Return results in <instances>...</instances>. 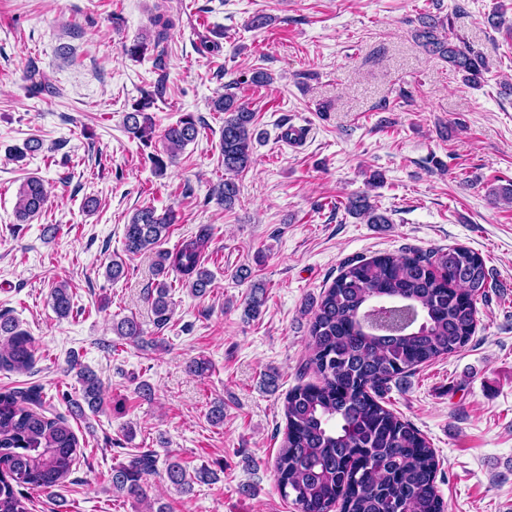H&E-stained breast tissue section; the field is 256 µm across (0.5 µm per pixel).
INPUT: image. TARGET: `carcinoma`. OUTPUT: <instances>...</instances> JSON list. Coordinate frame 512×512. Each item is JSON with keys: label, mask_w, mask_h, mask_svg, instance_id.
<instances>
[{"label": "carcinoma", "mask_w": 512, "mask_h": 512, "mask_svg": "<svg viewBox=\"0 0 512 512\" xmlns=\"http://www.w3.org/2000/svg\"><path fill=\"white\" fill-rule=\"evenodd\" d=\"M417 37L432 55L447 60L465 80L478 85L488 70L485 57L470 48L457 47L448 38L443 19L424 14L418 18ZM153 37L123 45L131 58L156 49L174 27L163 14L151 18ZM154 93L142 97L125 113L128 133L149 146L155 123L148 109ZM215 112L227 114L220 136V150L227 177L211 195L231 208L239 193L235 177L250 167L255 113L224 93L211 102ZM202 128L201 118L182 115L159 136L162 151L148 154L155 170L164 173ZM47 202L43 180L29 176L21 183L16 215L24 222ZM347 210L369 224H387V216L361 198L348 201ZM174 212L161 214L151 206L136 210L124 227V249L129 254L156 250L149 294L159 326L167 324L172 302L169 277L205 296L213 275L205 267L212 229L207 225L172 250L162 249ZM487 272L476 252L455 246L423 253L383 254L345 265L323 290L309 325L310 356L305 369L316 381L291 389L284 402L286 420L282 445L276 458L277 485L292 499L298 512H446L436 479L440 461L427 440L411 424L381 404V394L394 378L463 348L476 327V301L485 295ZM55 312L66 317L72 310V293L61 283L51 290ZM264 289L256 286L245 315H259ZM125 339L144 342L133 317L113 325ZM0 369L25 372L36 362L34 342L15 321L0 315ZM82 383L75 412L96 411L104 405L103 387L89 370L77 372ZM82 451L79 441L60 415H46L40 390L0 392V512H31L30 489L52 493L73 473ZM169 482L183 492L195 482L215 479L203 467L189 474L176 458L165 461ZM157 472L154 455L143 452L112 467V490L137 501L147 497L144 485Z\"/></svg>", "instance_id": "cac0c4a2"}]
</instances>
